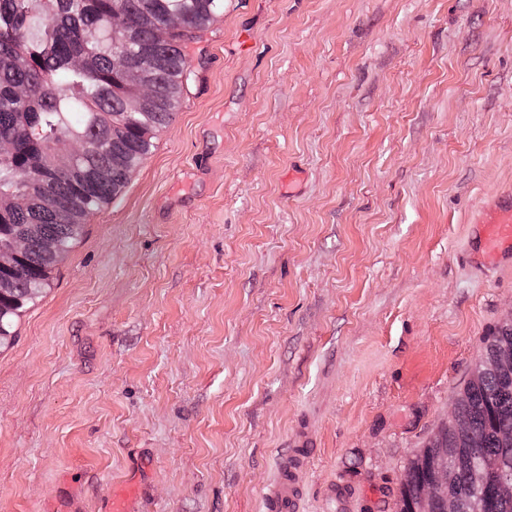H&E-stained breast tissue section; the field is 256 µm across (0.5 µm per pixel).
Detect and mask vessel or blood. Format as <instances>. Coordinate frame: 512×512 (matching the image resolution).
<instances>
[{"label":"vessel or blood","mask_w":512,"mask_h":512,"mask_svg":"<svg viewBox=\"0 0 512 512\" xmlns=\"http://www.w3.org/2000/svg\"><path fill=\"white\" fill-rule=\"evenodd\" d=\"M476 228L474 262L493 268L512 263V195L490 199L472 218ZM298 462L282 465L278 479L267 497L269 512H298L301 488Z\"/></svg>","instance_id":"1"}]
</instances>
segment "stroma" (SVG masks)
I'll return each instance as SVG.
<instances>
[{"label": "stroma", "mask_w": 512, "mask_h": 512, "mask_svg": "<svg viewBox=\"0 0 512 512\" xmlns=\"http://www.w3.org/2000/svg\"><path fill=\"white\" fill-rule=\"evenodd\" d=\"M181 109L0 346V512H396L512 269V0H224ZM476 228L474 262L493 268L512 262V195L490 199L471 218ZM298 462H288L279 470L278 479L267 497L270 512H297L301 499V488L297 479Z\"/></svg>", "instance_id": "1"}]
</instances>
